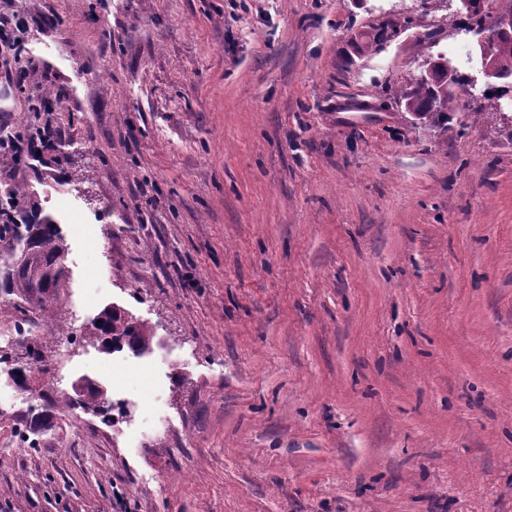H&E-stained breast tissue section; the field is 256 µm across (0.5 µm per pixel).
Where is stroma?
I'll return each mask as SVG.
<instances>
[{
	"label": "stroma",
	"instance_id": "obj_1",
	"mask_svg": "<svg viewBox=\"0 0 512 512\" xmlns=\"http://www.w3.org/2000/svg\"><path fill=\"white\" fill-rule=\"evenodd\" d=\"M0 168L67 244L56 332L107 308L37 448L0 348V512H512V141L456 0H0ZM442 57L456 116L396 96ZM56 106L47 107V98ZM92 382L118 422L66 413ZM177 473L175 482L160 481ZM54 137V132L50 129H44L42 133L38 137H33L28 139L26 144L23 141L13 135L12 133H7L5 129H0V151L2 149L11 151L12 153H18L16 157H10L9 159H3L1 157L0 164L4 163H19L23 156L22 153H26V156H37V152H39V148L45 147L51 139ZM87 332L91 342L99 343L108 353L120 351L125 346L135 354L146 353L155 337L152 326L137 322L116 308L103 311Z\"/></svg>",
	"mask_w": 512,
	"mask_h": 512
}]
</instances>
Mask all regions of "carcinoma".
<instances>
[{"label": "carcinoma", "mask_w": 512, "mask_h": 512, "mask_svg": "<svg viewBox=\"0 0 512 512\" xmlns=\"http://www.w3.org/2000/svg\"><path fill=\"white\" fill-rule=\"evenodd\" d=\"M495 64L499 80L512 79V32L495 33ZM447 83L448 67L437 63L431 77L418 79L402 91L399 102L423 117L440 107V116L430 122L432 126L440 125L455 112L454 96H442ZM65 251V240L49 217L32 224H0V288L27 302H36L44 313H49L58 304L61 291L68 287L63 266ZM88 336L108 353L126 347L142 354L150 350L155 331L152 326L112 308L103 311L99 321L91 323ZM67 403L100 415L112 410L107 392L90 384L81 386L76 397L67 399ZM46 419L47 414L42 411L31 417L25 435L30 447H37V437L45 430Z\"/></svg>", "instance_id": "cac0c4a2"}]
</instances>
